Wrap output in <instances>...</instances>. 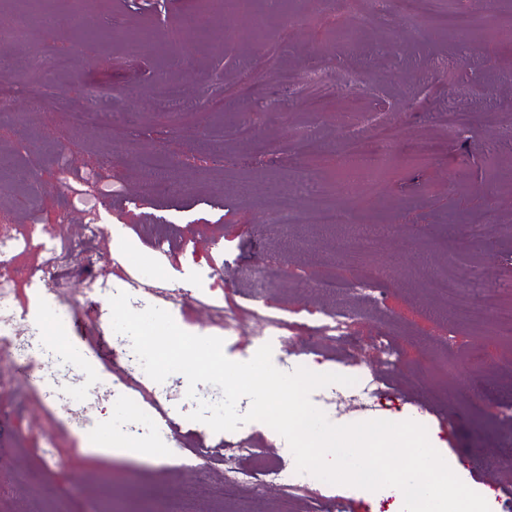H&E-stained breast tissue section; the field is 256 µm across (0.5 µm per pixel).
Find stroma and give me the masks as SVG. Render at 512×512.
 Returning <instances> with one entry per match:
<instances>
[{
  "label": "stroma",
  "mask_w": 512,
  "mask_h": 512,
  "mask_svg": "<svg viewBox=\"0 0 512 512\" xmlns=\"http://www.w3.org/2000/svg\"><path fill=\"white\" fill-rule=\"evenodd\" d=\"M200 0H82L84 12L111 19L105 43L74 28L47 42L13 45L0 59L10 102L0 109V236L37 230L60 237V223L114 226L92 241L104 286L85 305L82 282L69 277L58 308H42L33 273L38 245L15 260L11 310L52 321L77 315L68 349L76 354L129 345L111 325L109 299L129 280L144 291L130 305L168 309L180 328L223 338L243 362L257 350L256 318L280 323L281 335L307 336L306 367L374 371L383 391L375 406H347L343 424L404 418L426 426L467 481L506 477L482 463L481 449L512 451V398L478 397L481 386L512 385V339L498 309L512 306V0H436L409 11L402 0H293L256 36L234 5L214 16L209 40L182 21ZM468 15L466 34L439 28L440 14ZM236 32L225 46L224 31ZM152 30L150 52L130 39ZM63 54L67 69L38 68V56ZM178 108L164 105L169 88ZM89 112L74 124L71 115ZM466 117L457 135L448 113ZM122 141H115L111 128ZM163 168L146 191L140 157L153 142ZM321 191L346 226H281V210L306 206L300 182ZM473 226L485 240L460 242ZM165 230L157 247L154 236ZM375 232L364 249L358 231ZM194 285L184 304H168ZM459 282L445 294L439 281ZM237 329L224 333V317ZM340 320L355 348L318 341ZM399 354L389 364L380 341ZM0 387V512H393L394 496L372 499L353 487L317 484L256 489L225 483L224 449L248 440L243 467H288L287 442L260 422L213 432L189 420L219 387L200 383L196 399L175 373L153 381L121 359H102L62 392L80 397L101 384L118 392L99 405L95 425L120 436L131 401L142 410V452L112 449L82 429L57 400L8 369ZM173 449L155 459V448ZM54 449L62 466L39 457ZM202 454L199 467L181 460Z\"/></svg>",
  "instance_id": "obj_1"
}]
</instances>
